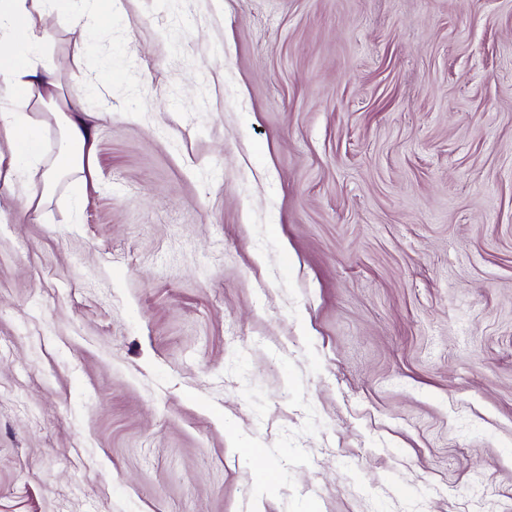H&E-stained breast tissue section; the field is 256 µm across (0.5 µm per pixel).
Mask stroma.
<instances>
[{
  "label": "stroma",
  "mask_w": 512,
  "mask_h": 512,
  "mask_svg": "<svg viewBox=\"0 0 512 512\" xmlns=\"http://www.w3.org/2000/svg\"><path fill=\"white\" fill-rule=\"evenodd\" d=\"M81 7L95 178L0 181V512H512V0Z\"/></svg>",
  "instance_id": "stroma-1"
}]
</instances>
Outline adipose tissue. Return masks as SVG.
I'll return each mask as SVG.
<instances>
[{
    "mask_svg": "<svg viewBox=\"0 0 512 512\" xmlns=\"http://www.w3.org/2000/svg\"><path fill=\"white\" fill-rule=\"evenodd\" d=\"M59 0H0V86L12 104L0 113V133L9 148L24 161H38L40 146L19 143L22 132L32 130L33 112L54 103L57 77L43 48L44 25ZM63 138L56 157L30 186L25 211L41 208L59 174L95 171V137L89 124L75 114H62Z\"/></svg>",
    "mask_w": 512,
    "mask_h": 512,
    "instance_id": "1",
    "label": "adipose tissue"
}]
</instances>
